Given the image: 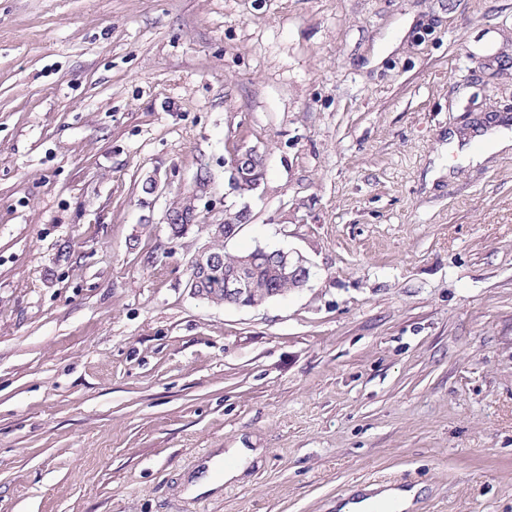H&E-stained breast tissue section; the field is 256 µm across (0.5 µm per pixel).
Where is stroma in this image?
Masks as SVG:
<instances>
[{
    "label": "stroma",
    "instance_id": "stroma-1",
    "mask_svg": "<svg viewBox=\"0 0 512 512\" xmlns=\"http://www.w3.org/2000/svg\"><path fill=\"white\" fill-rule=\"evenodd\" d=\"M509 116L512 0H0V512H512ZM235 220L305 285L193 295ZM481 144L482 149H477L476 144ZM512 146L511 133L507 128L494 126L477 134L473 142L459 151L460 159L465 164L476 165L485 158V151H503ZM256 254L269 255L277 258L276 271L278 276L283 278H298L301 286L305 283L308 275L302 257H293L289 252L275 250L272 252L259 248ZM232 454H219L216 457H214V461H225L224 470L220 467L219 464L216 465L215 471L223 470V477L222 479H215L213 477L212 471L205 477L198 481H192L188 485L187 494L195 495L202 491H211L222 485L226 480L233 477L234 475H237L242 467L243 464L247 459H253L256 456H258L261 451L260 449H252V448H231L230 451ZM376 488L368 487L352 492L350 499L343 500L338 512H373L379 504L391 508V512H412L417 507L420 486L387 487L377 493H370ZM351 493V494H352Z\"/></svg>",
    "mask_w": 512,
    "mask_h": 512
}]
</instances>
